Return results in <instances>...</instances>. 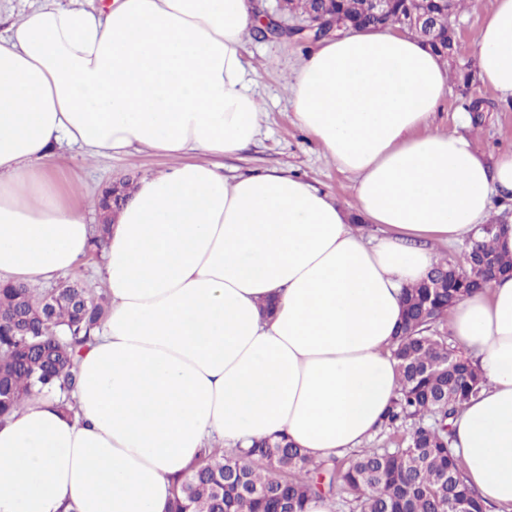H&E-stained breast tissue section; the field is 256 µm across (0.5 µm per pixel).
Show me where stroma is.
Segmentation results:
<instances>
[{
  "instance_id": "obj_1",
  "label": "stroma",
  "mask_w": 512,
  "mask_h": 512,
  "mask_svg": "<svg viewBox=\"0 0 512 512\" xmlns=\"http://www.w3.org/2000/svg\"><path fill=\"white\" fill-rule=\"evenodd\" d=\"M493 5L494 0H471L458 11L455 29L464 52L462 56L449 59V87L428 122L432 131L457 128L459 133L473 140L479 154L489 161L500 152L512 150V102L502 101L494 89L479 81L463 87L456 74L461 66L473 63L471 48ZM255 6L257 13L270 15L278 26L274 32H251L246 43V59L258 74L254 90L267 117L254 142L240 153L224 158V175L232 180L250 173L282 169L328 195L348 216H355L358 209L353 175L339 170L324 154L318 141L297 125L294 117L288 82L294 68L314 46L313 41L295 33L296 27L303 25L304 17L285 10L281 0H255ZM472 98L487 101L488 111H466L465 105ZM65 157L68 165L81 175L83 191L94 194L110 182L137 181L167 165L166 158L146 149L94 162L85 160L75 149L66 152ZM102 262V255L88 252L67 273L39 285L38 290L47 294L77 281L92 295H101L105 288L97 270Z\"/></svg>"
}]
</instances>
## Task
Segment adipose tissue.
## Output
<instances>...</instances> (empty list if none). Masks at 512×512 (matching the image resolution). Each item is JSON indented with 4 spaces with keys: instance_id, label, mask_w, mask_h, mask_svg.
<instances>
[{
    "instance_id": "obj_1",
    "label": "adipose tissue",
    "mask_w": 512,
    "mask_h": 512,
    "mask_svg": "<svg viewBox=\"0 0 512 512\" xmlns=\"http://www.w3.org/2000/svg\"><path fill=\"white\" fill-rule=\"evenodd\" d=\"M256 24L250 0L104 14L49 0L0 36V283L51 281L89 247L62 144L168 160L110 227L107 317L71 413L30 395L0 420V512H169L175 477L213 444L282 433L315 461L361 447L399 386L404 288L512 195V151L488 162L457 131H427L447 65L389 28L324 40L290 84L297 124L354 176L363 225L285 171L225 178L220 158L264 114L243 55ZM472 53L512 101V0H495ZM448 329L484 379L452 446L484 505L511 507L512 277L456 305Z\"/></svg>"
}]
</instances>
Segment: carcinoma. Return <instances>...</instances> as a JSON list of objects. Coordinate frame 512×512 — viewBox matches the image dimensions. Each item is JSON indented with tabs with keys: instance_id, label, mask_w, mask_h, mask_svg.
I'll return each instance as SVG.
<instances>
[{
	"instance_id": "carcinoma-1",
	"label": "carcinoma",
	"mask_w": 512,
	"mask_h": 512,
	"mask_svg": "<svg viewBox=\"0 0 512 512\" xmlns=\"http://www.w3.org/2000/svg\"><path fill=\"white\" fill-rule=\"evenodd\" d=\"M291 11L336 18L359 29L399 26L427 42L446 59L457 51L448 14L463 0H394L384 16L372 0H285ZM497 224L481 227L457 263L436 264L423 282L406 290L405 323L391 347L398 362L399 389L380 431L393 446L370 448L345 461H312L285 436L252 448L205 449L181 478L172 512H305L315 496L337 492L349 512H485L477 490L463 476L450 447L449 420L478 396L483 379L471 359L448 343L437 326L448 310L497 276L512 274V257L499 254ZM48 309L43 330L30 321ZM0 311L15 323H0V416L18 408L32 392L72 403L78 358L92 332L104 322L106 300L81 284L57 290L51 305L27 285L0 289Z\"/></svg>"
}]
</instances>
